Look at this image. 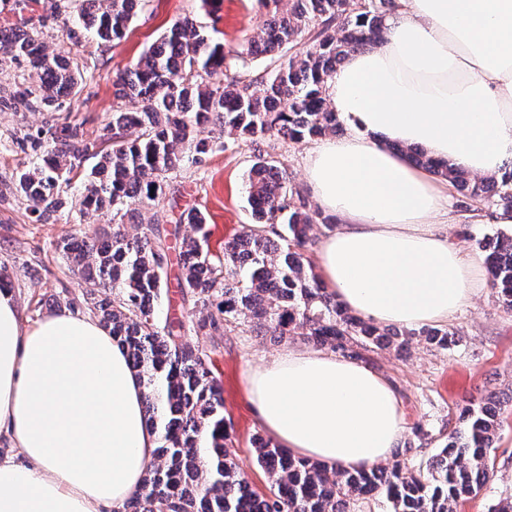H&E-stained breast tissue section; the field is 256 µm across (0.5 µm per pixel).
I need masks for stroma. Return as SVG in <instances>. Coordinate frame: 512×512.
I'll list each match as a JSON object with an SVG mask.
<instances>
[{
	"instance_id": "35a3bbf8",
	"label": "stroma",
	"mask_w": 512,
	"mask_h": 512,
	"mask_svg": "<svg viewBox=\"0 0 512 512\" xmlns=\"http://www.w3.org/2000/svg\"><path fill=\"white\" fill-rule=\"evenodd\" d=\"M55 2L0 0V30L33 32L49 51L77 61L81 74L76 95L66 98L56 110L28 112L0 105V273L7 276L27 327L60 311L61 301L67 299L72 300L74 310L86 312L88 286L58 251L57 243L66 236L94 234L109 221L104 214L84 220L68 211L49 223L35 220L24 197L13 187L17 172L37 159L30 134L41 127L70 125L89 139L102 135L115 104L114 76L176 20L188 16L216 28L226 55L231 57L266 15L260 0H220L214 8L202 0H145L123 38L100 45L90 37L78 43L70 40L66 17L55 10ZM263 148L285 163L293 189L309 193L305 169L311 143L271 138ZM252 159L251 145L239 141L215 150L203 165L181 171L167 189V199L174 204L170 222H178L188 209H200L207 216L211 249L221 250L225 240L252 221L245 191ZM448 327L460 338L448 351L439 352L419 342L406 356L378 350L371 353L369 362L389 378L403 403L407 418L403 439L412 445L404 457L409 465L428 460L439 451L455 427L464 401L485 398L500 403L503 427L488 460L491 479L477 496L460 500L455 507V512H495L499 502L512 500V310L501 305L494 288L487 287ZM290 345V340L273 342L238 326L225 336L218 358L224 412L233 428L231 456L261 493L266 492L267 481L248 443L260 426L248 399L246 371L250 364L271 358Z\"/></svg>"
}]
</instances>
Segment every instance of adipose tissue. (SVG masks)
Segmentation results:
<instances>
[{
  "instance_id": "1",
  "label": "adipose tissue",
  "mask_w": 512,
  "mask_h": 512,
  "mask_svg": "<svg viewBox=\"0 0 512 512\" xmlns=\"http://www.w3.org/2000/svg\"><path fill=\"white\" fill-rule=\"evenodd\" d=\"M380 40L347 55L327 86L352 129L309 153L308 184L339 227L322 279L363 318L443 324L486 285L444 229L445 187L408 150L477 176L512 157V0H397ZM444 224H437V217ZM254 414L294 455L348 470L386 461L405 421L384 377L333 352L288 348L247 370ZM144 387L100 324L68 311L23 326L0 293V512H116L142 483L156 439Z\"/></svg>"
}]
</instances>
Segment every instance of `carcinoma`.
<instances>
[{"label": "carcinoma", "mask_w": 512, "mask_h": 512, "mask_svg": "<svg viewBox=\"0 0 512 512\" xmlns=\"http://www.w3.org/2000/svg\"><path fill=\"white\" fill-rule=\"evenodd\" d=\"M394 2L265 0L273 5L270 18L237 54L280 59L261 72L231 68L215 31L184 17L116 75L106 147L73 126L36 137L44 145L40 163L15 180L36 220L47 222L68 204L82 218L112 215L94 236H71L59 249L99 289L91 311L140 376L146 423L157 436L142 484L119 512H349L367 496L383 500L389 512H454L459 500L478 495L489 481L500 408L482 399L465 405L461 426L417 467L396 462L347 471L295 457L257 434L251 445L269 482V493L260 495L230 459L232 427L215 367L227 329L244 325L257 337L296 336L360 360L371 349L402 354L417 336L443 351L459 342L446 328H382L350 314L307 255L320 213L289 186L284 163L261 150L268 137L302 143L341 130L326 85L349 52L375 43ZM139 4L144 0H80L70 35L111 43L123 36ZM302 38L306 49L287 54ZM0 50L36 76L10 99L14 108L49 111L76 92L78 66L29 32L0 34ZM239 140L255 146L246 180L254 223L214 254L205 215L189 210L180 220L193 234L169 255L167 239L179 237L180 225L166 227L168 180ZM89 159L94 164L75 199L61 194L59 185L70 183L77 164ZM412 160L451 181L463 198L512 210V163L498 178H478L418 150ZM173 258L182 300L199 313L192 329L209 337L205 347L186 341L183 324L161 315ZM484 262L499 301L511 310L512 234L498 233Z\"/></svg>", "instance_id": "carcinoma-1"}]
</instances>
